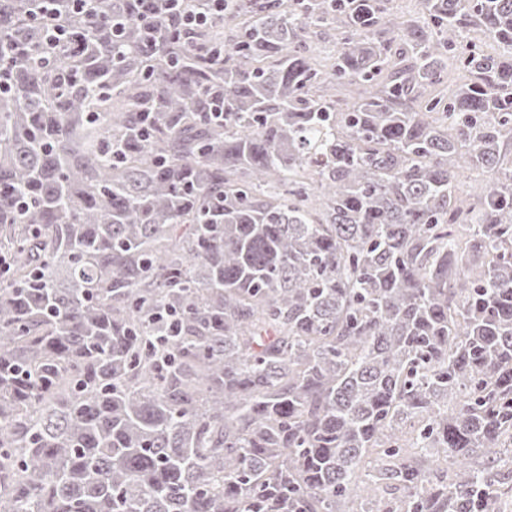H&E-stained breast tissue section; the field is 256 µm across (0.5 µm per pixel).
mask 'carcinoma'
I'll return each instance as SVG.
<instances>
[{
    "label": "carcinoma",
    "mask_w": 512,
    "mask_h": 512,
    "mask_svg": "<svg viewBox=\"0 0 512 512\" xmlns=\"http://www.w3.org/2000/svg\"><path fill=\"white\" fill-rule=\"evenodd\" d=\"M386 2L0 0V512H499L512 0ZM202 6L195 11L180 16L179 24L183 28H194L206 24L215 13L224 12V0H200ZM387 6L389 14L396 22L410 19L420 20L419 0H390ZM63 36H65V31L58 29H53L47 34L43 42L42 51L46 54L48 62H52L61 51L76 52L80 49V44H75L67 39L66 36ZM340 36L336 28H324L320 30L314 39L313 55L321 67L330 65V57L335 53ZM466 75L464 72L461 71H451L450 78L452 80L447 81L445 78V83L442 85H436L434 87H428L425 92L420 96V98L414 102L412 105L415 109H418L419 103H424L426 100L433 98V97H444L445 99H448V95L450 94L449 90L453 89L455 90L457 88V84H461L465 82Z\"/></svg>",
    "instance_id": "cac0c4a2"
}]
</instances>
